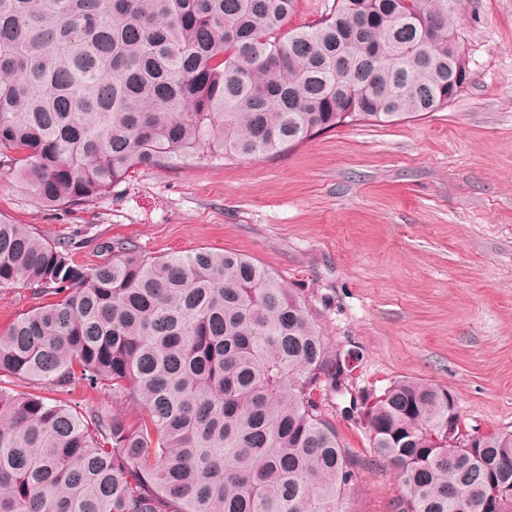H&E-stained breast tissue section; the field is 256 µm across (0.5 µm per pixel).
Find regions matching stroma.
<instances>
[{"label":"stroma","mask_w":512,"mask_h":512,"mask_svg":"<svg viewBox=\"0 0 512 512\" xmlns=\"http://www.w3.org/2000/svg\"><path fill=\"white\" fill-rule=\"evenodd\" d=\"M471 79L448 108L343 126L278 156L140 169L94 202L43 207L0 167V216L69 243L89 271L107 243L151 257L230 250L294 289L338 355L321 414L357 461L341 512H397L393 470L345 409L401 378L450 391L469 434L512 433V0H463Z\"/></svg>","instance_id":"1"}]
</instances>
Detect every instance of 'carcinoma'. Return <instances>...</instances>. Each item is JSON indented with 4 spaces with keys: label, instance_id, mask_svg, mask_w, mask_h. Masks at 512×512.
<instances>
[{
    "label": "carcinoma",
    "instance_id": "obj_1",
    "mask_svg": "<svg viewBox=\"0 0 512 512\" xmlns=\"http://www.w3.org/2000/svg\"><path fill=\"white\" fill-rule=\"evenodd\" d=\"M0 0V166L46 207L89 204L200 148L276 156L322 133L448 107L470 80L461 0ZM89 272L0 217V289L48 296L0 331V512H338L355 477L321 417L338 355L252 257ZM135 404L77 409L75 385ZM401 512H512V434L448 442V390L400 379L350 401ZM332 3L333 0H294L284 31L315 23L328 12Z\"/></svg>",
    "mask_w": 512,
    "mask_h": 512
}]
</instances>
